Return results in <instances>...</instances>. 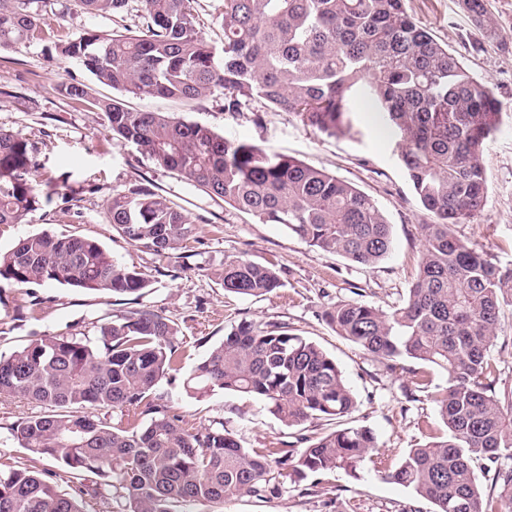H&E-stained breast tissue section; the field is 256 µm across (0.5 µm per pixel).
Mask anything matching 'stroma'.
Instances as JSON below:
<instances>
[{"label":"stroma","instance_id":"obj_1","mask_svg":"<svg viewBox=\"0 0 512 512\" xmlns=\"http://www.w3.org/2000/svg\"><path fill=\"white\" fill-rule=\"evenodd\" d=\"M56 0L50 22L60 39L72 40L85 29L104 33L138 32L143 26L140 0H126L109 16L69 13ZM494 34H486L464 9L462 0H405L415 21L448 45L478 79L495 92L502 110L500 130L484 151L488 196L483 211L459 234L476 243L488 260L512 266V0H485ZM46 40L30 38L0 52V127L26 138L37 150L39 174L52 201L22 224L0 226V250L25 235L47 231L97 241L120 264L146 275L142 297L107 296L55 282L36 287L43 304L36 317H21V289L0 286V354L10 355L43 334L95 336L99 319L144 305L175 322L180 330L184 369H191L222 342L232 326L247 320L287 324L291 332L322 347L339 366L357 399L352 418L370 428L384 454L382 467L364 463L356 473L337 471L308 478L303 487L287 484L266 500L247 496L225 501L222 512H434L411 490L388 482L383 470L394 468L410 449L442 434L437 409L426 393L407 399L416 362L387 369L375 357L338 336L324 314L360 291L365 302L389 311L400 305L414 282L420 261L418 224L427 214L395 152L393 131L365 105L351 114V127L330 136L304 126L289 112L270 109L258 98L239 113L224 109V90L215 88L194 106L164 98L125 96V104L148 112H166L198 121L229 139L245 140L294 156L355 184L374 198L391 226L390 254L373 266L309 246L277 224L216 202L176 173L117 139L102 113L64 97L61 83L76 81L90 98L113 97L75 61L56 63ZM150 190L182 209L196 227L188 259H171L164 272L150 252L125 240L106 214L113 194ZM244 256L274 265L281 288L260 298L225 292L220 272L225 257ZM157 397L192 423L224 425L246 448L285 444L321 434L320 426L289 428L257 399L214 392H186L182 378L162 380ZM42 405L0 397V459L21 468L28 455L11 434L18 419L42 412Z\"/></svg>","mask_w":512,"mask_h":512}]
</instances>
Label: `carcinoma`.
I'll list each match as a JSON object with an SVG mask.
<instances>
[{
  "label": "carcinoma",
  "instance_id": "cac0c4a2",
  "mask_svg": "<svg viewBox=\"0 0 512 512\" xmlns=\"http://www.w3.org/2000/svg\"><path fill=\"white\" fill-rule=\"evenodd\" d=\"M125 0H72L108 15ZM47 0H0V49L51 35ZM196 0H141L137 33L89 29L55 42L57 57L75 60L99 83L124 95L192 105L214 88L224 110L260 98L328 135L343 131L358 99L371 101L398 136L399 160L430 221L418 225L417 278L390 312L359 298L325 318L340 336L391 367L401 360L442 372L430 398L442 435L413 448L385 479L431 502L434 512H512V388H498L489 352L512 307V268L489 262L456 235L484 206L483 155L499 129L495 92L475 78L448 46L407 12L404 0H224L222 47L198 29ZM484 29V0H463ZM89 100L81 82L61 85ZM91 101V100H89ZM113 135L176 172L213 200L265 224H279L310 246L373 266L391 251L383 210L353 184L284 153L230 140L199 122L140 112L121 98L94 99ZM38 163L23 138L0 130V224H21L42 201ZM113 228L160 261L195 238L188 217L148 191L117 193L107 209ZM29 288L57 282L106 295H141L145 275L119 264L98 242L47 231L18 239L0 253V282ZM224 290L260 297L282 286L271 266L224 258ZM179 330L147 307L104 317L98 335L31 340L0 356V396L49 407L11 428L29 465L0 469V512H85V497L110 512H190L233 496L264 499L286 483L357 467L379 450L365 426L336 428L304 448L272 442L241 446L224 427L192 424L158 402L159 383L182 370ZM186 390H217L266 402L286 427L341 423L356 398L341 370L316 343L286 323L241 321L184 379ZM118 410L104 421L97 410ZM54 460L76 483L59 492ZM493 474L495 497L479 475Z\"/></svg>",
  "mask_w": 512,
  "mask_h": 512
}]
</instances>
